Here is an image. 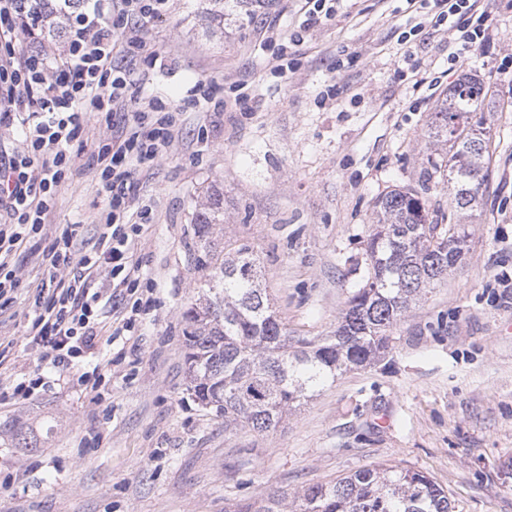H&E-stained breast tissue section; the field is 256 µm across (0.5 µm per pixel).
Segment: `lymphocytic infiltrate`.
Returning <instances> with one entry per match:
<instances>
[{
  "label": "lymphocytic infiltrate",
  "mask_w": 512,
  "mask_h": 512,
  "mask_svg": "<svg viewBox=\"0 0 512 512\" xmlns=\"http://www.w3.org/2000/svg\"><path fill=\"white\" fill-rule=\"evenodd\" d=\"M169 0H86L68 24L59 52L26 51L16 39L20 18L34 19L40 0H0V126L21 129L20 150L0 159V307L18 286L17 260L32 234L45 223L59 185L72 173L70 148L80 137L88 113L107 111L114 133L110 143L91 155L106 196L99 233L83 253L73 250L74 233L64 230L44 252L43 276L33 295L34 317L28 334L40 349L44 373L18 382L12 396L27 398L45 387V372L76 374L103 333L101 303L124 318L113 335L133 331L153 306L154 284L136 257V246L153 223L152 210H133L140 169L160 158L178 133L179 108L162 98H144L134 112L125 107L132 85L131 62L143 51L138 39L124 40L129 27H141L166 12ZM414 9L432 5L435 26H446L453 45L449 62L481 47L488 39L490 15L484 0H406ZM112 280L110 293L97 288L100 275Z\"/></svg>",
  "instance_id": "lymphocytic-infiltrate-1"
}]
</instances>
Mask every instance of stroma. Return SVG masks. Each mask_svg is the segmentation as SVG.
<instances>
[{"mask_svg": "<svg viewBox=\"0 0 512 512\" xmlns=\"http://www.w3.org/2000/svg\"><path fill=\"white\" fill-rule=\"evenodd\" d=\"M202 6L169 0L143 33L158 59L135 61V92L179 107L184 123L138 174L154 223L136 255L157 305L137 336L100 339L85 363L98 393L65 376L12 396L39 357L26 335L38 254L73 224L76 250L98 236L105 199L94 174L58 187L0 309L11 344L0 364V512H234L382 462L426 473L457 512H512V298L496 284L512 277V82L498 74L512 53V8L487 0L490 44L452 65L445 29L400 42L405 0H341L279 77L270 35L295 28V0L240 16L220 38L204 36ZM464 74L489 88L491 132L461 262L397 322L384 354L328 382L276 432L225 429L188 394L183 363L181 312L200 283L191 219L209 187L223 185V235L253 242L289 334L333 335L365 274L377 199L425 183L432 113ZM198 81L224 111L192 97ZM241 91L243 110L233 104ZM20 429L37 447H17Z\"/></svg>", "mask_w": 512, "mask_h": 512, "instance_id": "35a3bbf8", "label": "stroma"}]
</instances>
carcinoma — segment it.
Returning a JSON list of instances; mask_svg holds the SVG:
<instances>
[{"instance_id": "cac0c4a2", "label": "carcinoma", "mask_w": 512, "mask_h": 512, "mask_svg": "<svg viewBox=\"0 0 512 512\" xmlns=\"http://www.w3.org/2000/svg\"><path fill=\"white\" fill-rule=\"evenodd\" d=\"M76 0H42L40 33L49 44L65 35ZM272 0H205L211 24L224 29L239 14L269 9ZM486 98L483 84L463 75L436 105L427 157L432 174L448 183V212L431 208L423 187L390 190L375 205V227L364 248L367 276L325 339L291 336L273 309L255 246L229 247L214 237L224 223V189L213 185L193 217V261L202 272L198 298L184 307L187 391L224 418V429L276 430L288 412L329 379L388 348L389 332L412 302L448 277L466 244L464 224L479 208L488 175V139L474 120ZM235 512H455L448 492L420 471L381 464L336 481L313 484L297 499L279 494Z\"/></svg>"}]
</instances>
